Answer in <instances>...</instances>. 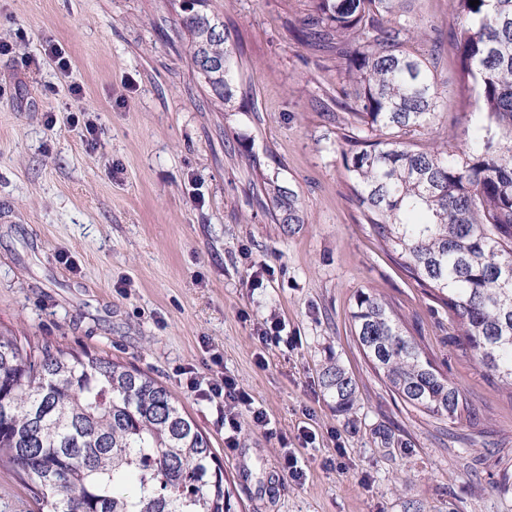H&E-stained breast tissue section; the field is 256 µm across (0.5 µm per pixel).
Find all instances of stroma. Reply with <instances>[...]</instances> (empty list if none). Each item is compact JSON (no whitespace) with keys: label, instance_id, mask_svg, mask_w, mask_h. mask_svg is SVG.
I'll list each match as a JSON object with an SVG mask.
<instances>
[{"label":"stroma","instance_id":"1","mask_svg":"<svg viewBox=\"0 0 512 512\" xmlns=\"http://www.w3.org/2000/svg\"><path fill=\"white\" fill-rule=\"evenodd\" d=\"M208 11L239 62L226 104L190 59L180 0H0V333L150 373L209 437L242 512H512V391L463 356L453 313L365 223L341 155L343 63L297 39L311 0ZM405 13L441 43L445 124L465 139L459 20L448 0ZM273 185L297 192L301 223L278 220ZM363 291L469 415L451 423L391 392L356 339ZM333 362L356 385L346 415L321 382ZM224 376L266 420L240 415L234 448L221 402L188 386ZM287 450L301 482L281 469Z\"/></svg>","mask_w":512,"mask_h":512}]
</instances>
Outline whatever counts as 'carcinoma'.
Masks as SVG:
<instances>
[{
	"instance_id": "carcinoma-1",
	"label": "carcinoma",
	"mask_w": 512,
	"mask_h": 512,
	"mask_svg": "<svg viewBox=\"0 0 512 512\" xmlns=\"http://www.w3.org/2000/svg\"><path fill=\"white\" fill-rule=\"evenodd\" d=\"M402 0H313L303 39L336 38L354 131L342 156L352 192L385 247L457 320L462 354L512 390V0H449L453 47L471 77L468 138L420 147L440 132L445 106L435 63L410 44L435 42ZM207 0L180 21L193 62H224L213 96L236 95L238 61ZM284 224H299L297 194L272 186ZM357 341L404 402L450 421L461 394L423 357L381 298L360 292ZM322 383L336 411L356 401L337 363ZM0 463L45 512H236L238 500L209 439L149 374L109 356L0 334Z\"/></svg>"
}]
</instances>
